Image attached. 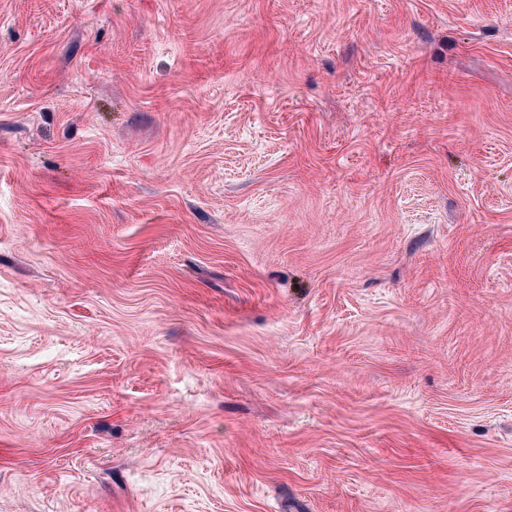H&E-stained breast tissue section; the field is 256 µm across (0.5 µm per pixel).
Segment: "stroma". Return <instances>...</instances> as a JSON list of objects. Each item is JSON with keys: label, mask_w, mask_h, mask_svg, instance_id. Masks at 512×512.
<instances>
[{"label": "stroma", "mask_w": 512, "mask_h": 512, "mask_svg": "<svg viewBox=\"0 0 512 512\" xmlns=\"http://www.w3.org/2000/svg\"><path fill=\"white\" fill-rule=\"evenodd\" d=\"M0 512H512V0H0Z\"/></svg>", "instance_id": "stroma-1"}]
</instances>
